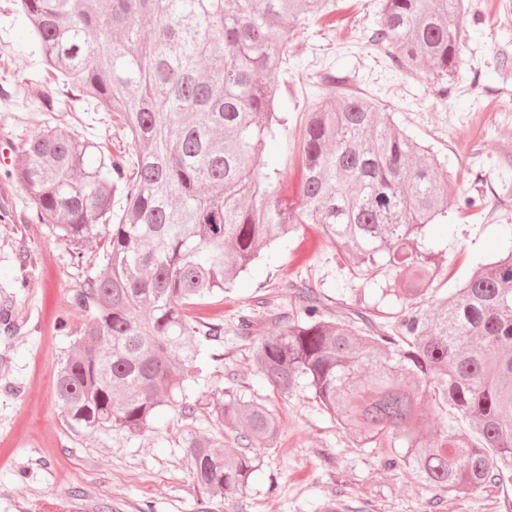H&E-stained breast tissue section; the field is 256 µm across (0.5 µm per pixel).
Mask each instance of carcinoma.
<instances>
[{
	"mask_svg": "<svg viewBox=\"0 0 512 512\" xmlns=\"http://www.w3.org/2000/svg\"><path fill=\"white\" fill-rule=\"evenodd\" d=\"M47 74L95 112H110L133 156L56 124L22 147L5 175L28 196L32 221L51 224L76 257L104 243L103 268L70 297L87 312L61 363L54 397L69 426L144 429L176 403L185 364L224 337L188 309L222 294L263 249L316 224L352 271L393 276L380 298L401 304L395 324L344 303L331 314L315 288L256 338L255 312L233 329L253 341L255 371L288 395L312 391L357 448L411 469L442 494L512 486V228L497 259L479 263L424 310L437 277L425 229L448 217L453 176L430 148L375 103L340 95L309 113L298 203L264 171L274 136L277 75L295 31L339 0H14ZM473 0H382L371 42L400 71L425 70L448 97ZM123 206L115 213V194ZM223 431L186 442L197 487L246 489L251 448H273L279 414L227 388L213 404Z\"/></svg>",
	"mask_w": 512,
	"mask_h": 512,
	"instance_id": "carcinoma-1",
	"label": "carcinoma"
}]
</instances>
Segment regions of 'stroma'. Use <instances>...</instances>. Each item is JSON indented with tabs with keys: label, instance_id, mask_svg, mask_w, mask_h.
Listing matches in <instances>:
<instances>
[{
	"label": "stroma",
	"instance_id": "stroma-1",
	"mask_svg": "<svg viewBox=\"0 0 512 512\" xmlns=\"http://www.w3.org/2000/svg\"><path fill=\"white\" fill-rule=\"evenodd\" d=\"M378 10L379 0H343L331 25L298 28V54L279 78L286 122L267 140L265 155L294 196L308 109L339 93L374 99L401 130L447 161L462 193L484 202L464 211L449 198L447 222L428 230L440 267L434 285L443 296L512 226V0H480L470 11L462 62L444 99L430 76L400 73L372 45ZM34 89L65 103L62 117L73 133L111 150L132 149L115 137L109 113L87 110L68 100L62 84L47 81L12 0H0V303L13 301L0 312V512H314L326 498L345 500L354 512H512V490L488 486L448 496L409 470L384 467L380 450L353 447L309 390L283 396L255 375L252 346L233 328L251 308L263 321L262 335L276 333L277 324L265 319L268 296L287 312L295 290L315 288L369 309L379 331L396 317L398 303L377 306L366 298L365 281L313 224L265 249L230 293L190 308L197 320L224 326L223 342L209 345L190 370L192 415L164 408L136 435L73 431L52 385L86 319L68 296L97 275L103 250L91 242L74 258L51 225L32 223L23 188L3 175L21 163L24 142L61 117L36 111ZM233 383L277 410L281 438L277 447L258 449L262 466L245 491L206 495L192 481L185 441L217 431L211 404Z\"/></svg>",
	"mask_w": 512,
	"mask_h": 512
}]
</instances>
